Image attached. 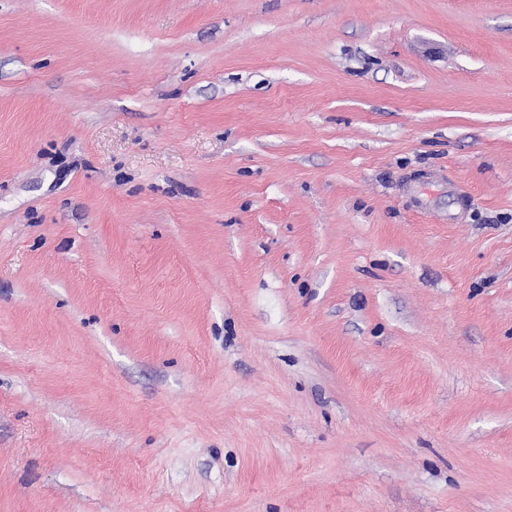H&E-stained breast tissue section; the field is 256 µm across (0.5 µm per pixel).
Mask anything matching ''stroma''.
Wrapping results in <instances>:
<instances>
[{
    "label": "stroma",
    "instance_id": "1",
    "mask_svg": "<svg viewBox=\"0 0 512 512\" xmlns=\"http://www.w3.org/2000/svg\"><path fill=\"white\" fill-rule=\"evenodd\" d=\"M0 512H512V0H0Z\"/></svg>",
    "mask_w": 512,
    "mask_h": 512
}]
</instances>
